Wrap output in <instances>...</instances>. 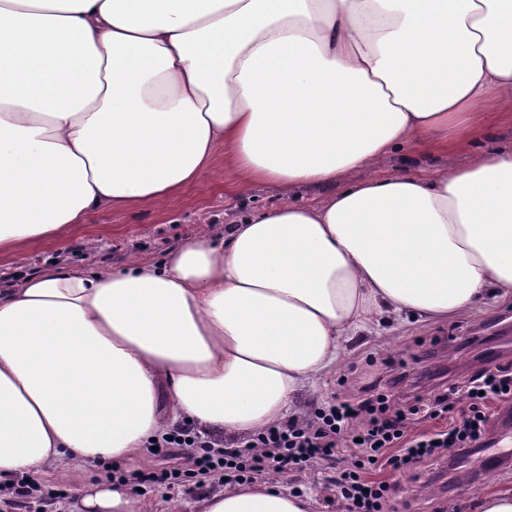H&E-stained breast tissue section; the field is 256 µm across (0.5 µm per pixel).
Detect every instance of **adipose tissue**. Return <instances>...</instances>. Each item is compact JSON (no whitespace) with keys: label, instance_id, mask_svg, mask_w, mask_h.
Returning <instances> with one entry per match:
<instances>
[{"label":"adipose tissue","instance_id":"obj_1","mask_svg":"<svg viewBox=\"0 0 512 512\" xmlns=\"http://www.w3.org/2000/svg\"><path fill=\"white\" fill-rule=\"evenodd\" d=\"M512 116V0H0V252L206 176L340 184L159 262L48 267L0 289V478L141 457L180 421L283 420L342 344L512 296V148L431 175L358 173L403 144L455 157ZM75 512H150L124 482ZM199 512H310L279 482Z\"/></svg>","mask_w":512,"mask_h":512}]
</instances>
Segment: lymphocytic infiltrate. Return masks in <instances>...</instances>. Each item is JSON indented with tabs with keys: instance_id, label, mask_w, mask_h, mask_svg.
I'll list each match as a JSON object with an SVG mask.
<instances>
[{
	"instance_id": "obj_1",
	"label": "lymphocytic infiltrate",
	"mask_w": 512,
	"mask_h": 512,
	"mask_svg": "<svg viewBox=\"0 0 512 512\" xmlns=\"http://www.w3.org/2000/svg\"><path fill=\"white\" fill-rule=\"evenodd\" d=\"M512 402V361L491 363L468 379L452 383L429 396L411 399L395 391L333 396L306 416H291L256 434L223 441L199 435L183 423L160 435L158 453L183 451L181 466L122 471L104 465L106 479L148 489L182 487L185 493L229 483L248 485L316 465L343 467L329 477L341 512H390L393 484L371 482L367 472L387 460L401 477H415L425 463L448 454L462 456L484 446L490 401ZM447 418L448 427L415 433L425 420ZM66 485L17 476L0 481V505L12 508L36 504L45 508L68 498Z\"/></svg>"
}]
</instances>
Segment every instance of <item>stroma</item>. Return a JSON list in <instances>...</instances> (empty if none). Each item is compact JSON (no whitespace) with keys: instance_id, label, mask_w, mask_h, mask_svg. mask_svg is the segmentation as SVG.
Masks as SVG:
<instances>
[{"instance_id":"1","label":"stroma","mask_w":512,"mask_h":512,"mask_svg":"<svg viewBox=\"0 0 512 512\" xmlns=\"http://www.w3.org/2000/svg\"><path fill=\"white\" fill-rule=\"evenodd\" d=\"M443 164L439 155L412 142L371 163L365 174L386 177L413 171L427 175ZM280 201L281 191L272 183L233 186L219 152L206 177L165 204L144 201L125 210L105 207L91 212L84 223L61 228L55 237L0 253V288L52 264L98 271L122 267L132 258L156 262L185 240L222 233L235 217L272 209ZM489 346L512 360V298L490 299L471 314L447 323L410 317L384 324L378 334L346 343L335 370L316 390L301 395L295 412L306 413L338 391L350 394L384 387L385 359L410 362L428 350L435 353L429 366L442 381H463L482 367L483 351ZM484 455L480 448L460 460L424 464L418 480L399 482L396 512H447L451 507L456 512H477L483 494L512 491V467L487 474L482 467Z\"/></svg>"}]
</instances>
